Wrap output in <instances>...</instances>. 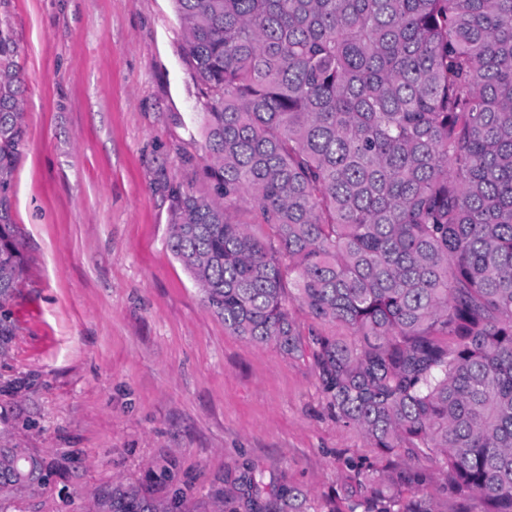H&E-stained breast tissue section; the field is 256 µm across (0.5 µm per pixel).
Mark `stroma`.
Segmentation results:
<instances>
[{"mask_svg":"<svg viewBox=\"0 0 512 512\" xmlns=\"http://www.w3.org/2000/svg\"><path fill=\"white\" fill-rule=\"evenodd\" d=\"M0 21L27 80L0 448L47 465L0 512H103L130 485L213 512L246 466L317 507L358 463L427 474L452 512L436 460L382 453L337 422L312 358L226 330L171 253L172 191L212 190L173 0H0Z\"/></svg>","mask_w":512,"mask_h":512,"instance_id":"1","label":"stroma"}]
</instances>
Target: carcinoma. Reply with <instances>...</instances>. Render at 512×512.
<instances>
[{
  "label": "carcinoma",
  "mask_w": 512,
  "mask_h": 512,
  "mask_svg": "<svg viewBox=\"0 0 512 512\" xmlns=\"http://www.w3.org/2000/svg\"><path fill=\"white\" fill-rule=\"evenodd\" d=\"M175 4L213 193L174 191L172 253L225 329L313 358L337 420L438 458L457 512H512V0ZM26 91L0 24L4 313L23 274ZM241 204L253 222L233 217ZM293 301L358 344L303 337ZM42 470L0 448L4 492ZM365 478L329 512H439L417 471ZM182 505L133 486L109 497V512ZM218 512H310L309 495L247 470Z\"/></svg>",
  "instance_id": "obj_1"
}]
</instances>
